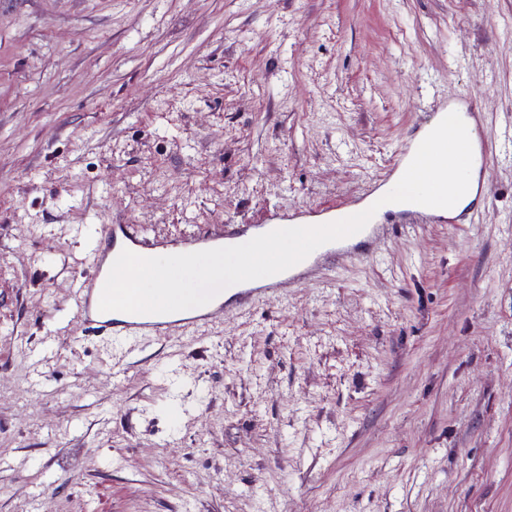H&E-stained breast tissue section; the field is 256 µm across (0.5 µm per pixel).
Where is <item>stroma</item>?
Instances as JSON below:
<instances>
[{
    "label": "stroma",
    "instance_id": "stroma-1",
    "mask_svg": "<svg viewBox=\"0 0 512 512\" xmlns=\"http://www.w3.org/2000/svg\"><path fill=\"white\" fill-rule=\"evenodd\" d=\"M465 101L455 223L193 335H53L99 225L358 204ZM0 512H512V0H0Z\"/></svg>",
    "mask_w": 512,
    "mask_h": 512
}]
</instances>
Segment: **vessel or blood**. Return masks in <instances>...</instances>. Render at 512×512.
<instances>
[{"instance_id": "vessel-or-blood-1", "label": "vessel or blood", "mask_w": 512, "mask_h": 512, "mask_svg": "<svg viewBox=\"0 0 512 512\" xmlns=\"http://www.w3.org/2000/svg\"><path fill=\"white\" fill-rule=\"evenodd\" d=\"M238 243L239 236L235 233L218 237L205 233L194 234L172 242L147 238L131 224L101 225L97 235L89 240L86 250L90 273L74 279L70 285L75 318L84 331L95 336L112 337L116 342L168 339L218 323L224 317L227 303L245 306L255 299L277 294L283 285L301 284L308 273L337 255L335 243L324 244L288 271L245 284L237 289L228 302L216 298L201 308L167 314L103 312L99 309L110 269L123 250H130L142 257H161L173 249L185 254L235 246Z\"/></svg>"}]
</instances>
